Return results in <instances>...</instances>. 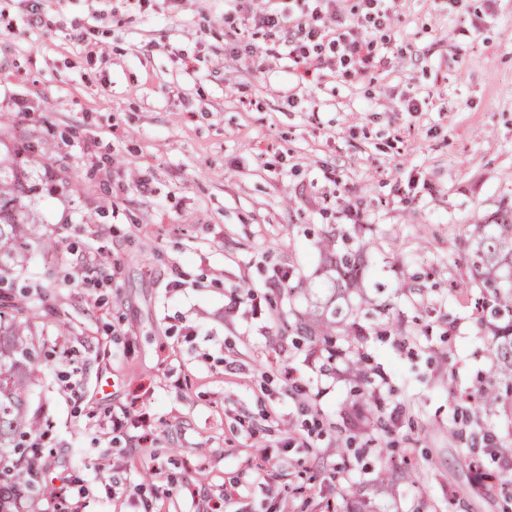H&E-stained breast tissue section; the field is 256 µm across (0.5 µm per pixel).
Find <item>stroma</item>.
I'll list each match as a JSON object with an SVG mask.
<instances>
[{"instance_id": "35a3bbf8", "label": "stroma", "mask_w": 512, "mask_h": 512, "mask_svg": "<svg viewBox=\"0 0 512 512\" xmlns=\"http://www.w3.org/2000/svg\"><path fill=\"white\" fill-rule=\"evenodd\" d=\"M393 9L383 68L311 86L224 0H0V165L27 136L45 186L15 289L69 323L34 317L31 463L84 512H503L465 240L512 213V0Z\"/></svg>"}]
</instances>
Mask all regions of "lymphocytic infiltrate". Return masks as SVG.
I'll use <instances>...</instances> for the list:
<instances>
[{"instance_id":"1","label":"lymphocytic infiltrate","mask_w":512,"mask_h":512,"mask_svg":"<svg viewBox=\"0 0 512 512\" xmlns=\"http://www.w3.org/2000/svg\"><path fill=\"white\" fill-rule=\"evenodd\" d=\"M386 2L360 0L362 20L358 23L337 8L336 0H295L294 9L286 13L260 6L256 0H225L224 6L228 12L250 15L259 28L287 25L288 54L297 77L344 78L385 66L386 47L368 40L361 27H390L392 17ZM326 46L334 48V57L323 55Z\"/></svg>"}]
</instances>
